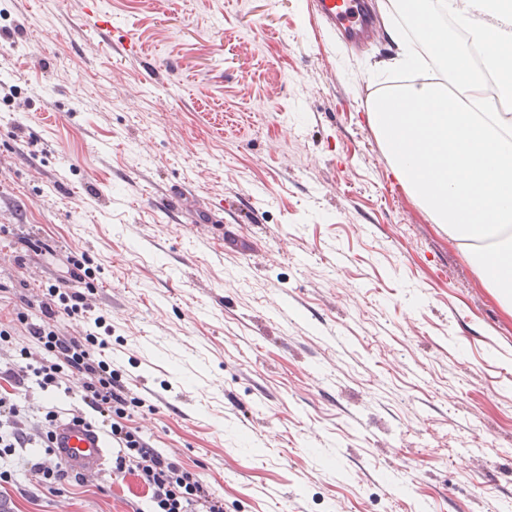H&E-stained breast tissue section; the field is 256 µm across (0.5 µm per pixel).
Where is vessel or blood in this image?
<instances>
[{
    "mask_svg": "<svg viewBox=\"0 0 512 512\" xmlns=\"http://www.w3.org/2000/svg\"><path fill=\"white\" fill-rule=\"evenodd\" d=\"M315 9L348 37H363L370 28L365 0H315ZM108 452L105 437L94 426L68 419L58 421L53 453L66 467L83 475L100 473Z\"/></svg>",
    "mask_w": 512,
    "mask_h": 512,
    "instance_id": "obj_1",
    "label": "vessel or blood"
}]
</instances>
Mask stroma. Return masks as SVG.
Listing matches in <instances>:
<instances>
[{"mask_svg": "<svg viewBox=\"0 0 512 512\" xmlns=\"http://www.w3.org/2000/svg\"><path fill=\"white\" fill-rule=\"evenodd\" d=\"M369 8L352 46L313 0H0V282L35 303L91 257L136 426L224 512H512V308L390 168ZM51 403L79 398L30 386L31 431ZM134 501L108 469L0 496Z\"/></svg>", "mask_w": 512, "mask_h": 512, "instance_id": "1", "label": "stroma"}]
</instances>
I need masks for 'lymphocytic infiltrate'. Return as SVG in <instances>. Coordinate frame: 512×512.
I'll use <instances>...</instances> for the list:
<instances>
[{
  "instance_id": "f902f5d3",
  "label": "lymphocytic infiltrate",
  "mask_w": 512,
  "mask_h": 512,
  "mask_svg": "<svg viewBox=\"0 0 512 512\" xmlns=\"http://www.w3.org/2000/svg\"><path fill=\"white\" fill-rule=\"evenodd\" d=\"M67 262L68 278L42 293L39 322H32L21 306L9 320H0V344L9 350L8 360H0V379L12 384L11 392L0 394V489L14 477L3 461L20 448L34 449L27 467L40 484L79 480V473L63 466L52 452L57 408L45 409L42 430L35 436L27 430L21 406L29 380L43 389H58L75 378L82 406L71 410V419L90 422L111 439L117 449L113 471L137 473L150 495L152 512H224L223 497L132 425L135 410L147 407L148 401L113 368L108 340L91 330L70 336L57 328V321L81 318L92 310L94 277L87 255H69Z\"/></svg>"
}]
</instances>
